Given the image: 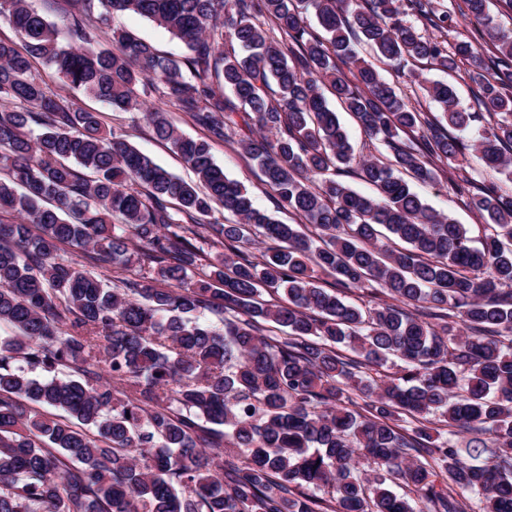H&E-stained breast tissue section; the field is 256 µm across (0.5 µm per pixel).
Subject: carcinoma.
<instances>
[{"label": "carcinoma", "mask_w": 512, "mask_h": 512, "mask_svg": "<svg viewBox=\"0 0 512 512\" xmlns=\"http://www.w3.org/2000/svg\"><path fill=\"white\" fill-rule=\"evenodd\" d=\"M67 2L78 9L62 38L28 0H0L23 39L21 51L0 39V100L18 103L0 111V212L16 214L0 222V323L11 329L0 336V512H469L471 494L482 512H512V196L460 164L470 150L512 180V32L489 0L457 11L484 26L487 58L470 40L448 44L457 12L439 0H100L182 40L181 61L123 30L101 47L94 0ZM35 60L73 89L145 111L198 183L53 93L32 76ZM423 60L468 64L473 106L425 78L441 108L430 116L382 75ZM144 76L206 138L143 109ZM327 92L390 154L357 160ZM236 129L300 223L254 207L214 162L211 143ZM436 162L485 221L482 247L412 189L435 179ZM350 170L375 194L338 179ZM217 206L224 223H205ZM62 245L111 266L122 287ZM320 273L392 302L364 310ZM391 355L400 375L369 374ZM438 412L446 437L423 424ZM458 429L471 435L463 445ZM389 476L413 496L383 488Z\"/></svg>", "instance_id": "carcinoma-1"}]
</instances>
